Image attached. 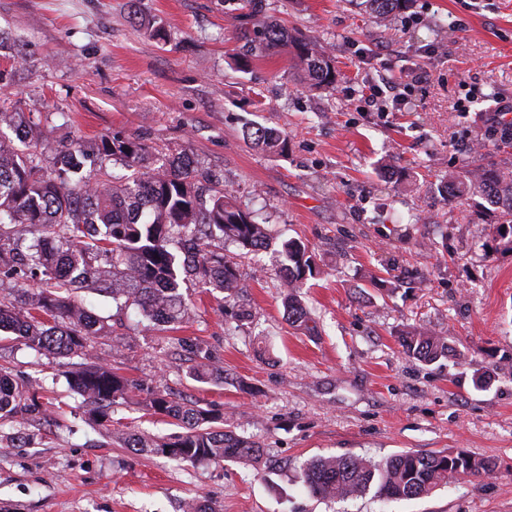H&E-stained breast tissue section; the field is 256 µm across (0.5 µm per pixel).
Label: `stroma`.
I'll use <instances>...</instances> for the list:
<instances>
[{
    "mask_svg": "<svg viewBox=\"0 0 512 512\" xmlns=\"http://www.w3.org/2000/svg\"><path fill=\"white\" fill-rule=\"evenodd\" d=\"M265 4L253 13L230 0H0V42L20 39L33 53L11 93L40 113L51 141L120 134L189 147L275 241L314 250L301 299L318 325L284 320L275 249L229 245L244 297L198 284L179 330L141 325L131 309L89 345L128 378L215 406L225 429L267 448L273 472L261 461L135 454L125 433L175 426L133 401L109 427L88 424L63 360L0 340V366L42 405L0 420V512H182L194 497L217 512H512V253L473 200L438 192L471 163L475 142L486 161L512 168V140L489 122L495 98L512 100V0H411L389 28L355 0ZM136 14L154 17L163 39ZM271 20L322 38L340 71L335 91L305 88L282 56L238 68V32ZM387 82L401 107L364 110L363 90ZM470 87L483 100L464 104ZM252 123L287 134V156L252 147ZM410 326L446 332L455 355L429 365L405 356L398 336ZM183 338L224 383L187 377ZM448 450L495 471L420 498L335 503L310 497L295 471L314 457Z\"/></svg>",
    "mask_w": 512,
    "mask_h": 512,
    "instance_id": "stroma-1",
    "label": "stroma"
}]
</instances>
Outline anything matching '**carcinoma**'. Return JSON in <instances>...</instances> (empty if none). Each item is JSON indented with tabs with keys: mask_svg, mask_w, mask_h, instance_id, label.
<instances>
[{
	"mask_svg": "<svg viewBox=\"0 0 512 512\" xmlns=\"http://www.w3.org/2000/svg\"><path fill=\"white\" fill-rule=\"evenodd\" d=\"M408 2L364 0L363 5L379 23L390 25ZM242 39L246 53L239 65H247L250 56L286 54L308 88L336 87V57L320 37L269 23L253 34L242 32ZM29 58L22 49L10 52L0 66L1 90L13 86L16 71ZM3 125L23 128L25 137L15 141L0 134V283L13 296L0 301V332L23 340L39 357L82 359L66 379L89 420L108 422L114 408L138 397L146 410L183 429L166 440L128 435L126 447L136 454L191 464L266 455L255 441L215 429L212 423L221 418L216 410L173 398L152 382L129 379L119 368L94 360L89 342L108 335L107 320L76 299V290L99 286L116 311L132 307L148 325L177 330L189 319L183 284L195 282L229 298L246 288L237 263L215 251L213 243L262 251L272 244L265 225L186 148L166 153L138 137L113 135L90 146L71 141L39 151L50 130L9 94L0 96ZM246 136L271 155L288 154V135L276 128L252 124ZM116 165L131 175H114ZM450 187L497 205L496 234L512 252V171L479 163L462 179L449 177L443 195ZM280 255L284 316L305 325L311 316L298 289L313 274L312 252L304 242L289 239L281 243ZM30 282L33 291L25 288ZM398 343L406 356L425 364L455 352L447 336L421 328L403 333ZM188 375L196 382L224 383V370L204 361L189 366ZM40 409L36 396L0 369V419ZM300 471L305 490L320 500L354 499L372 489L386 500H403L489 475L493 466L463 452L404 451L382 461L318 457L302 463Z\"/></svg>",
	"mask_w": 512,
	"mask_h": 512,
	"instance_id": "cac0c4a2",
	"label": "carcinoma"
}]
</instances>
